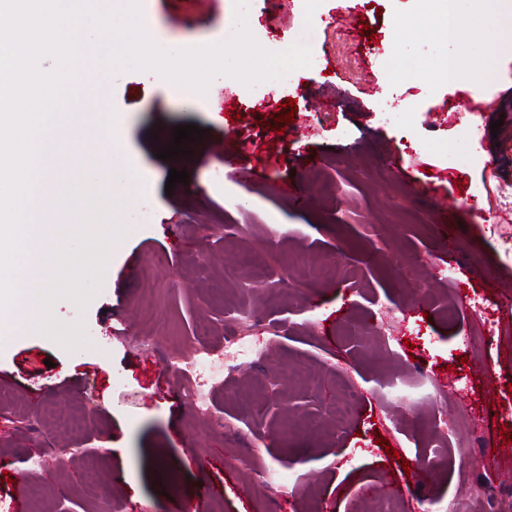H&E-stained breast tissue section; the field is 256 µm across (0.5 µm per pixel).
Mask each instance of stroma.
I'll use <instances>...</instances> for the list:
<instances>
[{
  "mask_svg": "<svg viewBox=\"0 0 512 512\" xmlns=\"http://www.w3.org/2000/svg\"><path fill=\"white\" fill-rule=\"evenodd\" d=\"M476 0L457 43L411 34L414 65L483 56L490 32ZM168 49L231 36L234 0H140ZM418 0H249L257 39L277 51L305 42L312 64L264 85L268 104L241 106V85L216 76L201 102L182 107L157 78L125 70L111 102L125 134L94 136L98 154L126 160L114 181L150 191L111 249L86 310L61 298L64 324L83 320L90 347L67 351L34 334L0 341V512H372L369 486H397L401 512H447L479 491L476 512L512 503V310L496 280H512V223H500L512 187V53L481 87L411 81L384 63L398 20ZM372 36L361 33L363 26ZM284 132L265 120L286 99ZM500 122L481 145L465 141L474 111ZM204 128L178 160L157 157L174 126ZM461 156L449 168V155ZM188 184L165 185L170 168ZM336 187L299 202L282 182L311 170ZM485 186L483 196L473 194ZM454 224L443 246L440 219ZM347 250L338 271L317 262ZM264 261L255 276L248 257ZM151 313H144V299ZM460 307L448 323L442 306ZM249 309L263 349L214 390L203 414L168 365L223 343L235 309ZM399 354L376 361L384 347ZM319 388H310L309 378ZM354 393L337 421L331 387ZM440 414L465 465L414 484L403 465L433 455L427 421ZM394 455H387V448ZM69 448L66 464L30 469V455Z\"/></svg>",
  "mask_w": 512,
  "mask_h": 512,
  "instance_id": "stroma-1",
  "label": "stroma"
}]
</instances>
